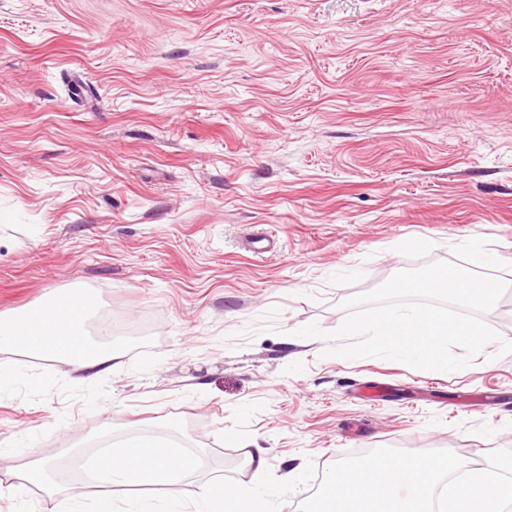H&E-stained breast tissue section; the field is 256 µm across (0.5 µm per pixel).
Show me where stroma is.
<instances>
[{"label":"stroma","mask_w":512,"mask_h":512,"mask_svg":"<svg viewBox=\"0 0 512 512\" xmlns=\"http://www.w3.org/2000/svg\"><path fill=\"white\" fill-rule=\"evenodd\" d=\"M473 241L512 341V0H0V315L79 290L87 336L122 330L91 384L0 351V512L58 510L28 447L170 442L202 460L187 499L263 448L300 470L284 512L360 451L512 449L497 344L439 372L295 335Z\"/></svg>","instance_id":"obj_1"}]
</instances>
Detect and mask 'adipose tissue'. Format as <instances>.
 I'll return each instance as SVG.
<instances>
[{
	"label": "adipose tissue",
	"instance_id": "ef3b65f1",
	"mask_svg": "<svg viewBox=\"0 0 512 512\" xmlns=\"http://www.w3.org/2000/svg\"><path fill=\"white\" fill-rule=\"evenodd\" d=\"M85 317V306L71 295L58 296L54 303L31 308L16 317H0V349L29 350L54 359L70 340L94 344L92 353H75L71 362L80 371L82 381H95L110 370L119 349L107 335L89 341L83 329ZM244 462L254 471L253 484L241 486L209 478L202 482L198 498L188 503L170 493L169 488L196 472L195 460L174 448L128 439L97 460L101 491L96 512H154L149 502L161 492L166 495L161 512H277L276 502L287 494L288 485L268 480L265 449L246 451ZM131 485L137 486L136 495L126 497L122 506H115L113 487Z\"/></svg>",
	"mask_w": 512,
	"mask_h": 512
}]
</instances>
